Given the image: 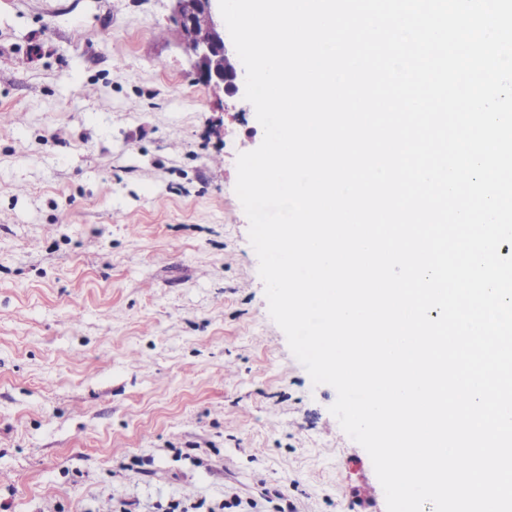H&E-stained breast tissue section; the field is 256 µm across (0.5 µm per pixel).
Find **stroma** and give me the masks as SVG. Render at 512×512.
Wrapping results in <instances>:
<instances>
[{
  "label": "stroma",
  "mask_w": 512,
  "mask_h": 512,
  "mask_svg": "<svg viewBox=\"0 0 512 512\" xmlns=\"http://www.w3.org/2000/svg\"><path fill=\"white\" fill-rule=\"evenodd\" d=\"M171 0H0V512H387L271 318Z\"/></svg>",
  "instance_id": "1"
}]
</instances>
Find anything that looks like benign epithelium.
<instances>
[{"label": "benign epithelium", "instance_id": "obj_1", "mask_svg": "<svg viewBox=\"0 0 512 512\" xmlns=\"http://www.w3.org/2000/svg\"><path fill=\"white\" fill-rule=\"evenodd\" d=\"M172 21L180 29L202 25L207 36L195 43L182 45L188 57L194 81L215 92L234 96L239 90L242 73L236 52L224 38V20L216 7L219 0H171Z\"/></svg>", "mask_w": 512, "mask_h": 512}]
</instances>
